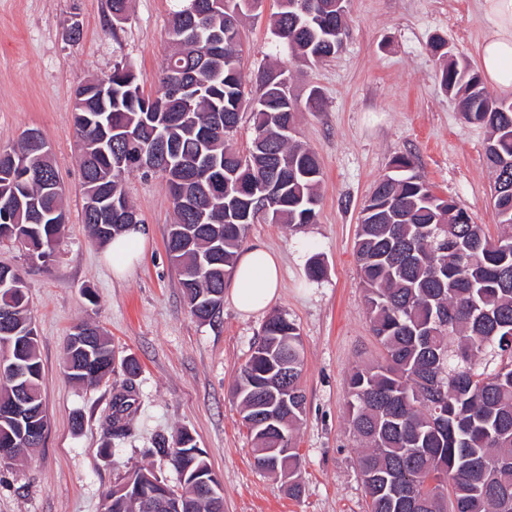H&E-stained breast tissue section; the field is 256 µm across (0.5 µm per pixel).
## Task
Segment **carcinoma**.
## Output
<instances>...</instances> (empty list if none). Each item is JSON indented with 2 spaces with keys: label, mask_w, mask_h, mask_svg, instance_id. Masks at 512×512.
<instances>
[{
  "label": "carcinoma",
  "mask_w": 512,
  "mask_h": 512,
  "mask_svg": "<svg viewBox=\"0 0 512 512\" xmlns=\"http://www.w3.org/2000/svg\"><path fill=\"white\" fill-rule=\"evenodd\" d=\"M173 2L167 29L173 51L159 95H144L138 76L121 63L101 84L76 92L83 224L101 244L115 237L102 214L90 210L103 195L141 223L123 189L135 169L119 168L117 153L147 154L166 138L170 174L183 181L188 202L208 215L201 222L191 207L173 204L167 251L191 314L210 320L220 312L224 277L254 223L248 206L259 182H281L280 197L262 220L297 230L317 220L322 169L312 151L282 133L298 114L285 72L258 71L255 92H247L243 5L263 0ZM277 2L273 35L281 51L312 64L339 52L336 37L343 36L347 15L336 10V0H314L310 14L295 0ZM109 8L115 31L127 18L128 0H109ZM431 49L446 59L440 84L464 119L490 129L485 152L502 231L489 236L466 209L438 196L410 157L393 159L392 173L363 203L355 237L366 310L384 363L350 373L348 418L362 447L358 468L369 512H512V101L493 96L478 72L449 59L445 41ZM174 85L188 93L174 96ZM248 111L254 135L272 145L268 155L232 144ZM13 154V166L0 159V242L24 246L32 259L47 258L64 228V190L51 154L25 141ZM0 309L10 313V324L0 325V343H10L3 365L25 373L16 383L0 373V445L13 444L19 458L43 441L47 414L26 282L20 269L4 264ZM82 327L91 336L84 348L68 338V375L79 384L106 383L115 372L110 340L96 326ZM302 370L299 328L277 313L263 325L233 389L256 443V466L290 478L299 467L295 432L306 410ZM18 386L29 408L22 418L11 411ZM129 409L113 396L105 418L112 439L130 435ZM195 448L193 436L180 430L159 438L154 452L181 478L173 491L181 512H213L196 485L211 467ZM159 482L147 468L128 472L107 494L103 512H160L146 498Z\"/></svg>",
  "instance_id": "1"
}]
</instances>
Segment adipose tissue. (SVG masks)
Instances as JSON below:
<instances>
[{
	"mask_svg": "<svg viewBox=\"0 0 512 512\" xmlns=\"http://www.w3.org/2000/svg\"><path fill=\"white\" fill-rule=\"evenodd\" d=\"M486 32L478 49L479 68L484 80L503 91L512 90V0H480ZM147 238L141 225L129 226L108 244L112 273H130L141 258ZM281 266L278 257L261 243L248 245L239 253L233 278L231 300L243 314L266 311L278 296Z\"/></svg>",
	"mask_w": 512,
	"mask_h": 512,
	"instance_id": "ef3b65f1",
	"label": "adipose tissue"
}]
</instances>
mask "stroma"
Wrapping results in <instances>:
<instances>
[{"mask_svg":"<svg viewBox=\"0 0 512 512\" xmlns=\"http://www.w3.org/2000/svg\"><path fill=\"white\" fill-rule=\"evenodd\" d=\"M172 0H130L119 30L108 0H0V149L41 132L65 191L68 222L47 262L24 248L0 246V264L22 270L38 333L42 394L49 417L45 440L25 456L0 462V512H103L112 486L129 470L148 467L169 486L179 477L152 455L158 436L188 430L224 488V512H367L356 458L360 443L348 421L347 379L357 366L382 362L367 318L354 240L361 207L395 156L412 157L437 193L464 207L489 235L498 220L485 155L486 128L467 123L441 88L434 40L453 59L478 66L486 30L479 0H349L343 46L336 56L304 63L279 54L271 34L275 0L242 28L246 70L289 69L292 95L305 101L319 88L322 106L300 109L294 136L314 151L323 180L316 223L250 225L246 243L280 255L283 282L274 310L299 327L306 414L297 433L299 494L260 470L232 389L259 339L266 314L240 313L225 302L212 320L190 312L166 249L175 214L161 174H132L124 191L147 236L146 250L126 278L112 274L106 247L82 222L84 195L79 137L72 106L79 85L130 67L155 94L171 47ZM79 39H70L71 22ZM325 272L306 275L311 256ZM90 322L110 337L117 357H135L130 435L107 447L105 417L125 382L73 383L65 345L74 326ZM83 426H72L73 416Z\"/></svg>","mask_w":512,"mask_h":512,"instance_id":"obj_1","label":"stroma"}]
</instances>
